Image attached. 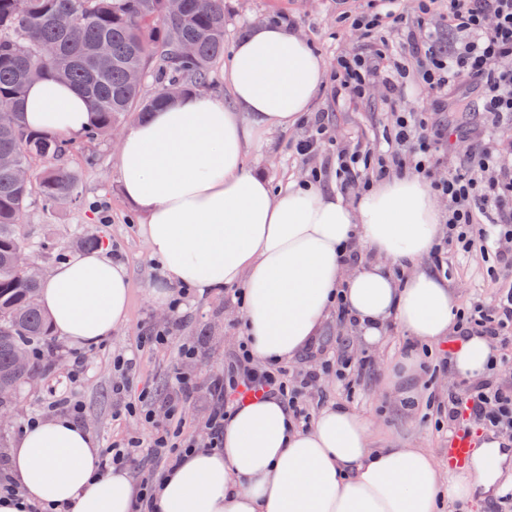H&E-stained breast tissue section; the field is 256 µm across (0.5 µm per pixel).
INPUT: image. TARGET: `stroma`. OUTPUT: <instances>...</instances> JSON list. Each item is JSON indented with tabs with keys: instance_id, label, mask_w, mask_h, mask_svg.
<instances>
[{
	"instance_id": "stroma-1",
	"label": "stroma",
	"mask_w": 512,
	"mask_h": 512,
	"mask_svg": "<svg viewBox=\"0 0 512 512\" xmlns=\"http://www.w3.org/2000/svg\"><path fill=\"white\" fill-rule=\"evenodd\" d=\"M365 7L366 0H224V45L232 47L255 24L275 23L285 14L331 70L338 57L366 46L358 34L343 30L338 22L339 13ZM311 112L323 115L332 136L349 145L369 144L377 148L384 144L389 116L377 94L360 102L342 104L328 81ZM305 132L306 127L301 124L267 134L260 146L250 148L249 164L278 185L307 180L312 168H320L325 172V185L334 187L330 151H320L304 160L295 154L293 144ZM63 164L77 176L80 205L50 214L43 211L40 203H33L20 226V234L34 246V259L46 272L57 263L53 249H62L68 255L76 253L75 242L84 235L97 236L107 248L118 246L131 281L128 320L103 343L83 350L85 370L80 374L72 371L73 346L53 338V370L34 368L22 380L5 418L0 420L1 470L7 468V452L29 418L52 416L53 403L62 399L81 405L78 422L99 448H106L128 434L149 439L151 424L140 415H128L112 386L125 380L133 392L149 390L154 397L155 418L160 421L176 400L171 382L175 370L198 386L194 397L184 404L182 414L187 422V437L204 442L202 425L209 411L206 382L223 369L240 341L242 317L233 291L205 297L188 294L176 311L153 301L150 288L159 280L160 270L140 233V214L123 198L115 144L81 142ZM96 201L108 203L109 221H102L93 209ZM494 264V259L478 255L449 254L448 280L461 299L479 293L494 300L512 285L492 273ZM167 329L172 330V339L164 345L156 343V331ZM345 339L355 356L370 359L374 367L349 389L337 382L335 376L325 377L321 390L326 401L346 404L361 413L388 440L407 448L431 449L440 463H448V435L436 430V414L427 407L425 397L432 392L447 393L449 387L458 386V379L448 373L433 375L426 360L420 362L415 375L408 380L391 377V365L404 356L409 344L399 330H390L385 342L373 348L361 345L351 326L331 319L319 341L332 348ZM183 345L195 348V358H181L179 348Z\"/></svg>"
}]
</instances>
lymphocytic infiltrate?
<instances>
[{
    "instance_id": "obj_1",
    "label": "lymphocytic infiltrate",
    "mask_w": 512,
    "mask_h": 512,
    "mask_svg": "<svg viewBox=\"0 0 512 512\" xmlns=\"http://www.w3.org/2000/svg\"><path fill=\"white\" fill-rule=\"evenodd\" d=\"M422 18L406 36L404 50H394L390 31L403 23L400 0H383L372 11L340 15L345 30L368 40L372 49L338 57L332 79L339 101H358L369 87L382 86L392 123L383 154L355 150L346 145L335 149V181L342 194H350L357 181L372 185L390 171L422 177L431 191L446 199V230L431 252L435 266H443L449 253L494 255L502 277H512V165L500 160V142L482 139L464 158L448 155L442 144L448 129L441 120L430 121L399 107L404 80L417 81L447 110L449 96L478 84L482 110L493 129L512 124V0H446L436 11L435 0H420ZM438 14L452 35L444 43L427 16ZM512 292L501 294L496 303L470 298L458 320L455 339L486 337L494 346L495 361L488 376L465 388L449 392L447 400L428 397L436 409L438 428L449 434L477 425L512 438V386L500 382L502 367L512 362ZM370 363L355 358L348 346H337L331 356L311 367L294 371L285 364H261L245 348L211 382L210 405L205 421L208 445H222L224 423L235 407L248 398H281L296 421L308 425L315 406L313 392L323 375L335 374L338 382L350 385ZM178 411H169L166 421L155 426L150 441L129 436L103 449L99 467L138 468L145 457L160 467H172L193 443L184 433Z\"/></svg>"
}]
</instances>
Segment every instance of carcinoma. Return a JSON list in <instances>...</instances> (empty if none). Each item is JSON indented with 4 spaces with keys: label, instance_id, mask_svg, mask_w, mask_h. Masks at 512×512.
Here are the masks:
<instances>
[{
    "label": "carcinoma",
    "instance_id": "carcinoma-1",
    "mask_svg": "<svg viewBox=\"0 0 512 512\" xmlns=\"http://www.w3.org/2000/svg\"><path fill=\"white\" fill-rule=\"evenodd\" d=\"M76 10L79 21L60 28L58 18ZM184 41L193 43V56L180 55ZM223 55L224 0H183L176 16L169 0H0L1 384L17 388L31 368L16 371L15 357L51 336L40 283L14 263L29 250L20 218L35 197L48 212L77 199L75 174L56 166L74 143L20 121L28 87L47 75L74 86L92 104L95 121L85 137L95 141L205 85ZM133 72L154 78V88L131 82Z\"/></svg>",
    "mask_w": 512,
    "mask_h": 512
}]
</instances>
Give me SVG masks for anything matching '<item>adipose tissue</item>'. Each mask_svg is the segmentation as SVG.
<instances>
[{"label": "adipose tissue", "instance_id": "1", "mask_svg": "<svg viewBox=\"0 0 512 512\" xmlns=\"http://www.w3.org/2000/svg\"><path fill=\"white\" fill-rule=\"evenodd\" d=\"M231 104L183 95L123 134L122 194L161 268L155 301L172 287L198 295L240 291L243 340L255 361L288 362L310 348L337 303L359 340L377 346L390 325L422 344L455 330L454 288L424 260L441 235L430 191L395 176L347 202L318 182L274 187L247 148L295 126L324 84L311 43L286 25L260 23L238 40L225 69ZM26 123L78 137L93 109L70 85L45 78L28 90ZM365 253L356 267L343 260ZM130 279L106 251L72 255L42 280L40 304L55 333L90 349L128 317ZM493 354L471 336L455 350L456 378L483 379ZM100 450L72 419L23 428L9 454L15 492L0 512H132L138 487L126 468L98 471ZM512 457L489 441L467 470L442 472L423 448L379 447L373 424L345 405L320 408L309 428L277 397L245 403L224 423L219 448H193L165 472L155 512H440L443 502L496 495Z\"/></svg>", "mask_w": 512, "mask_h": 512}]
</instances>
